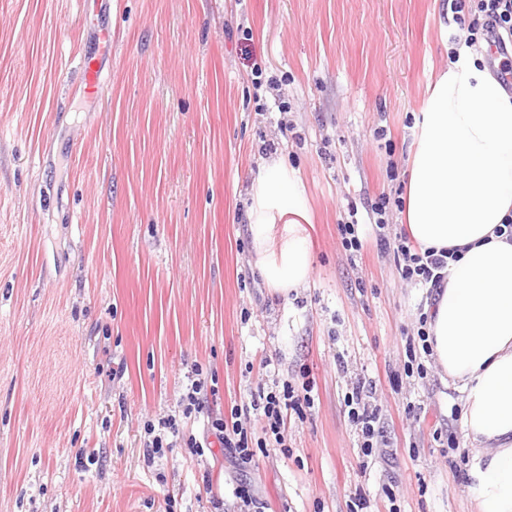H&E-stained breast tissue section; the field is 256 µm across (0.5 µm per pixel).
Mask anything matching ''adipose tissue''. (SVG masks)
<instances>
[{
    "instance_id": "1",
    "label": "adipose tissue",
    "mask_w": 512,
    "mask_h": 512,
    "mask_svg": "<svg viewBox=\"0 0 512 512\" xmlns=\"http://www.w3.org/2000/svg\"><path fill=\"white\" fill-rule=\"evenodd\" d=\"M410 149L402 222L420 250L456 248L426 304L432 358L460 394L471 453L465 494L477 512H512V94L469 55L426 90ZM245 219L256 267L285 295L307 285L305 189L274 157L253 176Z\"/></svg>"
}]
</instances>
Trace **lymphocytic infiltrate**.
Wrapping results in <instances>:
<instances>
[{
    "instance_id": "f902f5d3",
    "label": "lymphocytic infiltrate",
    "mask_w": 512,
    "mask_h": 512,
    "mask_svg": "<svg viewBox=\"0 0 512 512\" xmlns=\"http://www.w3.org/2000/svg\"><path fill=\"white\" fill-rule=\"evenodd\" d=\"M442 10L448 25L454 26L453 46L449 60H456L460 48L480 50L488 47L499 64L498 78L512 89V0H443ZM367 211L375 225V241L379 250L391 255L403 282L428 285L434 288L444 284V271L452 253L450 250L419 252L407 234L391 235L389 231L393 212L390 198L378 195L368 202ZM194 378L181 397V417H167L159 423H146L148 436L145 445L147 459L162 457L167 447L166 436L178 433L179 418H191L202 413L207 397V381L202 368H194ZM312 381L301 385L290 382L257 383L246 399L233 405L229 414L209 417L208 431L224 446L231 457L244 464L252 463L256 454L276 449L288 453L287 430L291 418H305L314 405ZM374 385L363 379L352 382L344 397L349 422L355 427L360 443V468H367V460L380 444V414L371 403Z\"/></svg>"
}]
</instances>
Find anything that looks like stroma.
<instances>
[{
    "label": "stroma",
    "instance_id": "35a3bbf8",
    "mask_svg": "<svg viewBox=\"0 0 512 512\" xmlns=\"http://www.w3.org/2000/svg\"><path fill=\"white\" fill-rule=\"evenodd\" d=\"M110 19L90 92L77 0H0V512H240L243 483L267 512H347L359 488L368 512H473L468 448L433 437L458 431L459 394L403 370L430 291L400 279L365 211L356 256L338 231L351 204L398 196L448 67L436 0H112ZM270 143L311 212L310 285L285 296L243 222ZM197 366L218 382L180 426L198 437L258 380L313 379L290 453L241 468L179 442L148 461L145 423L181 416ZM356 374L387 440L363 473Z\"/></svg>",
    "mask_w": 512,
    "mask_h": 512
}]
</instances>
